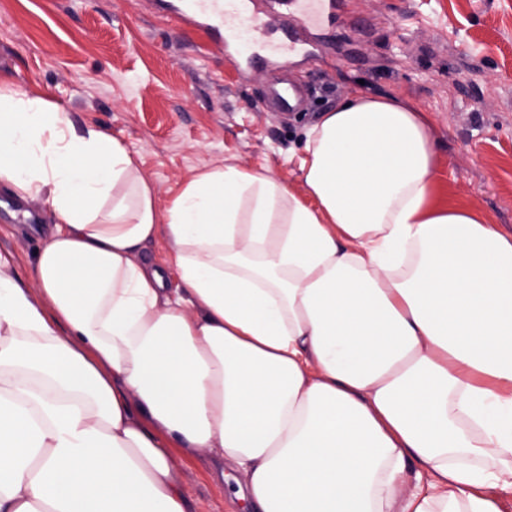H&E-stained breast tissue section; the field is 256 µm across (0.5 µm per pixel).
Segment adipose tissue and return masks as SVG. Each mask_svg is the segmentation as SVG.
Here are the masks:
<instances>
[{"label": "adipose tissue", "mask_w": 512, "mask_h": 512, "mask_svg": "<svg viewBox=\"0 0 512 512\" xmlns=\"http://www.w3.org/2000/svg\"><path fill=\"white\" fill-rule=\"evenodd\" d=\"M434 163L424 112L354 92L303 193L227 164L161 213L120 139L0 75V191L54 216L34 287L0 253V512H187L202 448L246 512H499L512 235Z\"/></svg>", "instance_id": "ef3b65f1"}]
</instances>
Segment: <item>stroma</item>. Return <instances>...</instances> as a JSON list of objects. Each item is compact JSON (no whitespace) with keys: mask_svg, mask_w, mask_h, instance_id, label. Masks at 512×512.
I'll return each mask as SVG.
<instances>
[{"mask_svg":"<svg viewBox=\"0 0 512 512\" xmlns=\"http://www.w3.org/2000/svg\"><path fill=\"white\" fill-rule=\"evenodd\" d=\"M181 0H0V71L123 140L159 209L192 174L269 170L302 190L304 131L352 90L400 98L429 118L435 194L512 233V0H342L316 54L240 70L210 31L173 24ZM289 76L293 111L264 102ZM0 194V251L34 284L40 239ZM190 512H233L222 460L178 459Z\"/></svg>","mask_w":512,"mask_h":512,"instance_id":"stroma-1","label":"stroma"}]
</instances>
